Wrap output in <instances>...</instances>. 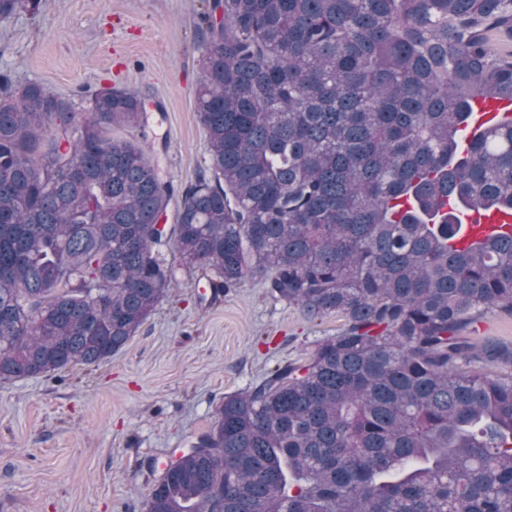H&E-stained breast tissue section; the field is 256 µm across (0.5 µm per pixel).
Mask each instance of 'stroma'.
I'll return each mask as SVG.
<instances>
[{"instance_id": "stroma-1", "label": "stroma", "mask_w": 512, "mask_h": 512, "mask_svg": "<svg viewBox=\"0 0 512 512\" xmlns=\"http://www.w3.org/2000/svg\"><path fill=\"white\" fill-rule=\"evenodd\" d=\"M206 0H40L0 21V72L76 101L136 91L161 174L194 183L207 165L195 111ZM203 270L178 274L119 351L93 365L0 382V512H145L163 464L214 421L225 396L335 335L247 280L219 297Z\"/></svg>"}]
</instances>
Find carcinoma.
Returning <instances> with one entry per match:
<instances>
[{
	"mask_svg": "<svg viewBox=\"0 0 512 512\" xmlns=\"http://www.w3.org/2000/svg\"><path fill=\"white\" fill-rule=\"evenodd\" d=\"M200 21L209 159L183 189L112 135L137 92L78 110L0 75V381L110 358L179 269L215 297L258 280L342 328L224 397L146 512H512V342L468 336L512 312V234L450 250L461 218L429 224L512 212V120L468 126L512 101V0H211ZM508 102L495 100H477L474 102L472 121L475 128H486L487 125L494 124L495 121H508L512 118V104L508 107Z\"/></svg>",
	"mask_w": 512,
	"mask_h": 512,
	"instance_id": "carcinoma-1",
	"label": "carcinoma"
}]
</instances>
